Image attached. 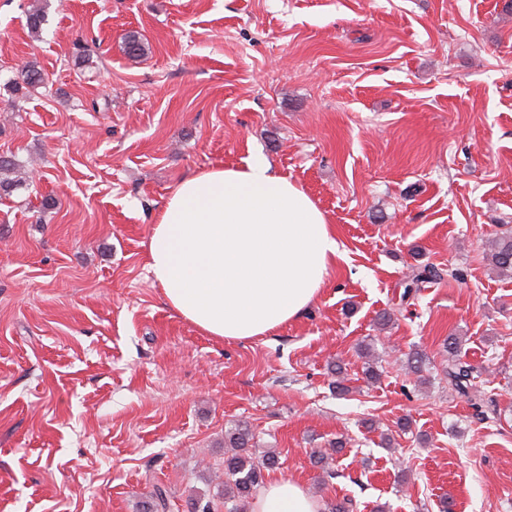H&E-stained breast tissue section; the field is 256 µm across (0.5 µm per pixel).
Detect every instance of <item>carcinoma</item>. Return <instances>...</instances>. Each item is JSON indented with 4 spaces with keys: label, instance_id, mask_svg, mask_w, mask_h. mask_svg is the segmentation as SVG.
I'll return each instance as SVG.
<instances>
[{
    "label": "carcinoma",
    "instance_id": "carcinoma-1",
    "mask_svg": "<svg viewBox=\"0 0 512 512\" xmlns=\"http://www.w3.org/2000/svg\"><path fill=\"white\" fill-rule=\"evenodd\" d=\"M125 51L128 57L137 59L146 51L145 43L140 36L131 32L124 40ZM15 168V162L8 157H0V190L7 192L15 187L9 179V174ZM490 257L493 266L500 272H512V234H504L494 240L491 245ZM443 270L425 265L414 271L411 279L405 285L403 297L417 293L423 284L441 280ZM459 347L456 339L448 338V386L458 394L468 397L473 388V369L462 362L458 355ZM252 434L245 425H238L224 434V499L229 501H247L260 490L265 481V473L274 469L277 458L267 454L262 459L254 457L250 451ZM170 499L168 492L161 486H154L147 501L143 505V512H168Z\"/></svg>",
    "mask_w": 512,
    "mask_h": 512
}]
</instances>
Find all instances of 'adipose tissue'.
<instances>
[{
	"label": "adipose tissue",
	"instance_id": "ef3b65f1",
	"mask_svg": "<svg viewBox=\"0 0 512 512\" xmlns=\"http://www.w3.org/2000/svg\"><path fill=\"white\" fill-rule=\"evenodd\" d=\"M149 272L166 303L202 332L246 340L302 315L340 257L304 187L261 156L183 180L148 240ZM254 512H320L301 483L280 479Z\"/></svg>",
	"mask_w": 512,
	"mask_h": 512
}]
</instances>
